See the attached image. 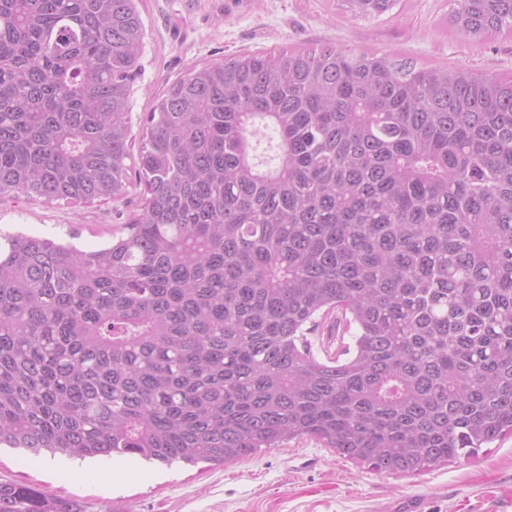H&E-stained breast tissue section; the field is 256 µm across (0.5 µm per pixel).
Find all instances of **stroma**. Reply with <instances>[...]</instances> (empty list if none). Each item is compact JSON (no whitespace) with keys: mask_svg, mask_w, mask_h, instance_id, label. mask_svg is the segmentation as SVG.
Returning <instances> with one entry per match:
<instances>
[{"mask_svg":"<svg viewBox=\"0 0 512 512\" xmlns=\"http://www.w3.org/2000/svg\"><path fill=\"white\" fill-rule=\"evenodd\" d=\"M144 21L143 68L129 109L132 139L155 99L192 67L248 51L331 44L355 53L390 52L415 68H470L512 77V36L471 42L451 36V0H400L377 19L355 16L341 0H136ZM139 211L122 203L0 200V233L40 234L102 247ZM126 466L124 482L112 468ZM0 478L82 502L85 512H387L409 497L424 512H512V434L477 455L405 476L379 473L311 437L223 465H161L129 456L84 464L66 456L0 447Z\"/></svg>","mask_w":512,"mask_h":512,"instance_id":"35a3bbf8","label":"stroma"}]
</instances>
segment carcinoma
I'll list each match as a JSON object with an SVG mask.
<instances>
[{"instance_id":"cac0c4a2","label":"carcinoma","mask_w":512,"mask_h":512,"mask_svg":"<svg viewBox=\"0 0 512 512\" xmlns=\"http://www.w3.org/2000/svg\"><path fill=\"white\" fill-rule=\"evenodd\" d=\"M448 27L512 35V0ZM144 38L135 0H0V197L119 201L134 168L143 200L93 251L0 236V446L224 465L308 436L413 475L512 434V79L247 52L173 83L135 153ZM0 512L84 510L0 480Z\"/></svg>"}]
</instances>
